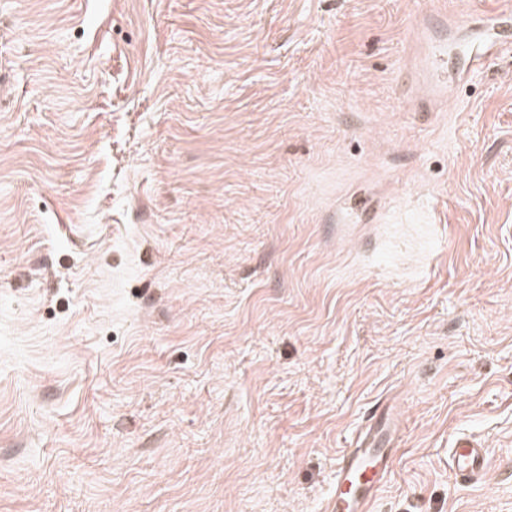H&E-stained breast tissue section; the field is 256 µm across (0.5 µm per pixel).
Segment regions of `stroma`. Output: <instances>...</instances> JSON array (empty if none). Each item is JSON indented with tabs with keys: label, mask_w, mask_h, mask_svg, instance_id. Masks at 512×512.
I'll return each mask as SVG.
<instances>
[{
	"label": "stroma",
	"mask_w": 512,
	"mask_h": 512,
	"mask_svg": "<svg viewBox=\"0 0 512 512\" xmlns=\"http://www.w3.org/2000/svg\"><path fill=\"white\" fill-rule=\"evenodd\" d=\"M477 6L0 0V512H325L386 401L372 512H512V46L407 97ZM448 57L447 41L429 40L428 47L421 58L418 81L427 84L433 96L448 94V79L443 76V69ZM448 456L457 479L464 483L479 481L489 466L487 448L473 437L457 439Z\"/></svg>",
	"instance_id": "stroma-1"
}]
</instances>
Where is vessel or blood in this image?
<instances>
[{
    "label": "vessel or blood",
    "instance_id": "1",
    "mask_svg": "<svg viewBox=\"0 0 512 512\" xmlns=\"http://www.w3.org/2000/svg\"><path fill=\"white\" fill-rule=\"evenodd\" d=\"M457 27L464 33V46L459 52L456 79L465 82L484 70L504 44L512 42V8L498 13L495 22L487 25L475 24L469 14L459 16ZM447 56V42L429 41L418 80L429 86L432 95L448 93L443 75ZM401 430L402 420L396 409L379 407L367 417L353 447L343 449L337 459L325 512H368L393 472L398 455L394 442ZM448 456L457 479L464 483L480 480L489 466L486 448L473 437L457 439Z\"/></svg>",
    "mask_w": 512,
    "mask_h": 512
}]
</instances>
